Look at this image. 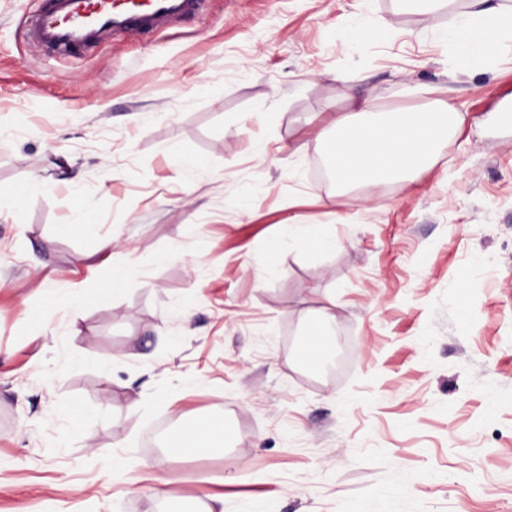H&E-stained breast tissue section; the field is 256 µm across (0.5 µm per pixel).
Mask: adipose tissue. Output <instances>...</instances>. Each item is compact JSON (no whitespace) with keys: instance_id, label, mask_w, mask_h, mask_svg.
<instances>
[{"instance_id":"adipose-tissue-1","label":"adipose tissue","mask_w":512,"mask_h":512,"mask_svg":"<svg viewBox=\"0 0 512 512\" xmlns=\"http://www.w3.org/2000/svg\"><path fill=\"white\" fill-rule=\"evenodd\" d=\"M472 6L439 35L453 48L462 73L478 69L490 56L512 51V7L488 0H472ZM403 93L421 100V107H387L368 98L333 118V132L323 139V159L337 189L411 180L441 148L445 136L467 119L452 102L428 99L423 86H406ZM223 442L222 420H200L177 435L168 450L190 457L220 448Z\"/></svg>"}]
</instances>
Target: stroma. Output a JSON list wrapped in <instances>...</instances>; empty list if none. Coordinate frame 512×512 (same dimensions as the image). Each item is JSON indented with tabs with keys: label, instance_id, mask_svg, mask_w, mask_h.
I'll list each match as a JSON object with an SVG mask.
<instances>
[{
	"label": "stroma",
	"instance_id": "obj_1",
	"mask_svg": "<svg viewBox=\"0 0 512 512\" xmlns=\"http://www.w3.org/2000/svg\"><path fill=\"white\" fill-rule=\"evenodd\" d=\"M40 4L0 0V512H512V53L453 70L470 0H213L83 57L27 42ZM409 84L467 122L337 194L319 129ZM329 298L340 378L297 359ZM206 415L224 453L150 447ZM173 512H223V496H207V501L189 500L175 507Z\"/></svg>",
	"mask_w": 512,
	"mask_h": 512
}]
</instances>
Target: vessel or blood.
<instances>
[{"label":"vessel or blood","mask_w":512,"mask_h":512,"mask_svg":"<svg viewBox=\"0 0 512 512\" xmlns=\"http://www.w3.org/2000/svg\"><path fill=\"white\" fill-rule=\"evenodd\" d=\"M210 0H43L28 36L47 50L77 56L103 35L123 40L161 24L205 13Z\"/></svg>","instance_id":"obj_1"}]
</instances>
